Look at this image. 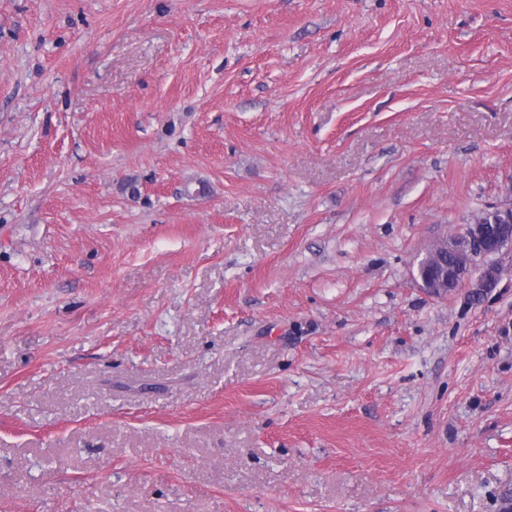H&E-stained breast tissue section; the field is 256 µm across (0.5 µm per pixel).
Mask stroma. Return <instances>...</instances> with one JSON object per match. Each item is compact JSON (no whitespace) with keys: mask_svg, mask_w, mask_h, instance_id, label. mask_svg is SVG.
Instances as JSON below:
<instances>
[{"mask_svg":"<svg viewBox=\"0 0 512 512\" xmlns=\"http://www.w3.org/2000/svg\"><path fill=\"white\" fill-rule=\"evenodd\" d=\"M512 0H0V512H512ZM481 211L459 232L433 244L417 266L415 278L422 288L440 296L467 284L470 298L486 299L502 280L501 269L490 258L505 247H512V205H493ZM468 244V245H467ZM472 244H482L473 248ZM448 255L454 260L448 263Z\"/></svg>","mask_w":512,"mask_h":512,"instance_id":"35a3bbf8","label":"stroma"}]
</instances>
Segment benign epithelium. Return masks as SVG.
<instances>
[{"mask_svg":"<svg viewBox=\"0 0 512 512\" xmlns=\"http://www.w3.org/2000/svg\"><path fill=\"white\" fill-rule=\"evenodd\" d=\"M484 213V221L464 225L426 251L416 279L429 294L440 296L465 284L475 301L499 287L502 271L490 258L512 247V205H493Z\"/></svg>","mask_w":512,"mask_h":512,"instance_id":"1","label":"benign epithelium"}]
</instances>
